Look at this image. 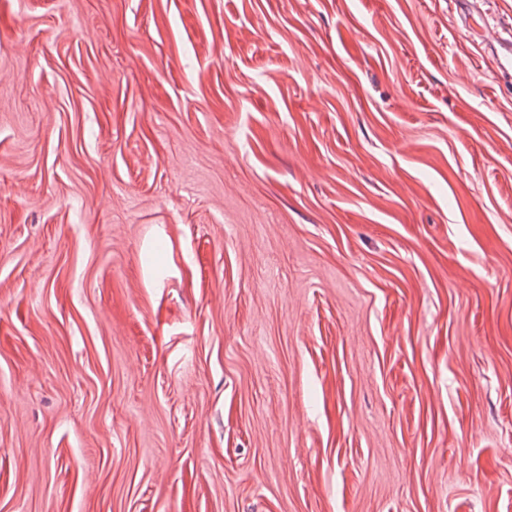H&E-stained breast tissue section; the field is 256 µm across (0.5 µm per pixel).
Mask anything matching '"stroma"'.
<instances>
[{"label":"stroma","instance_id":"1","mask_svg":"<svg viewBox=\"0 0 512 512\" xmlns=\"http://www.w3.org/2000/svg\"><path fill=\"white\" fill-rule=\"evenodd\" d=\"M511 56L512 0H0V512H512Z\"/></svg>","mask_w":512,"mask_h":512}]
</instances>
